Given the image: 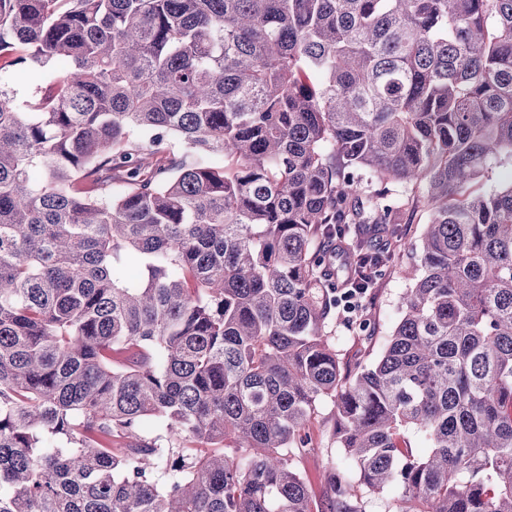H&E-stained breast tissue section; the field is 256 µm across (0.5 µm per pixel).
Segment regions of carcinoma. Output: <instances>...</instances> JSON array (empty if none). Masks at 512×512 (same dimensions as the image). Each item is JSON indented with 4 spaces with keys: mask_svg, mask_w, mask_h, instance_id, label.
<instances>
[{
    "mask_svg": "<svg viewBox=\"0 0 512 512\" xmlns=\"http://www.w3.org/2000/svg\"><path fill=\"white\" fill-rule=\"evenodd\" d=\"M0 60V512H311L329 396L336 512H512V0H0ZM512 172V160L506 156H502L484 172L473 185L471 190L475 193H483L490 191L494 187L508 181ZM427 219L428 212L423 204L413 207L409 205L406 212V222L409 224H401L408 244L398 253L386 276L376 287L371 288V299L366 301V306L363 302L370 295L367 296L368 288L343 294L345 312L355 313L366 308L365 314L370 320L367 321L368 330L362 334L348 330L342 310L339 316L333 314L327 320L325 334L336 348L342 378L348 377L349 371L357 364H369L376 360L384 349L399 318L401 298L412 285L408 274L419 263L415 246L410 243H418ZM336 406L333 398L319 399L305 427L309 447L299 462L302 475L309 489L312 512L333 510V493L327 474L340 465L342 454L334 442ZM355 494L362 506V512H398L406 506L394 491L373 494L355 488Z\"/></svg>",
    "mask_w": 512,
    "mask_h": 512,
    "instance_id": "carcinoma-1",
    "label": "carcinoma"
}]
</instances>
